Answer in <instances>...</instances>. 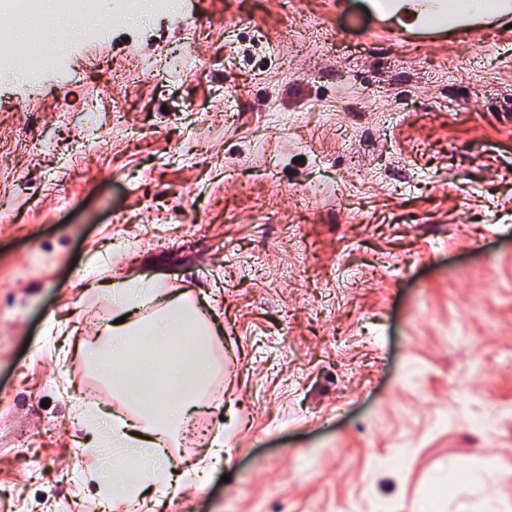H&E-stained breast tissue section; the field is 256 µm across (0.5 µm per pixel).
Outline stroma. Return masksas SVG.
I'll return each mask as SVG.
<instances>
[{
  "mask_svg": "<svg viewBox=\"0 0 512 512\" xmlns=\"http://www.w3.org/2000/svg\"><path fill=\"white\" fill-rule=\"evenodd\" d=\"M178 3L0 71V512H98L79 348L129 279L215 327L234 420L140 512H512V39Z\"/></svg>",
  "mask_w": 512,
  "mask_h": 512,
  "instance_id": "stroma-1",
  "label": "stroma"
}]
</instances>
